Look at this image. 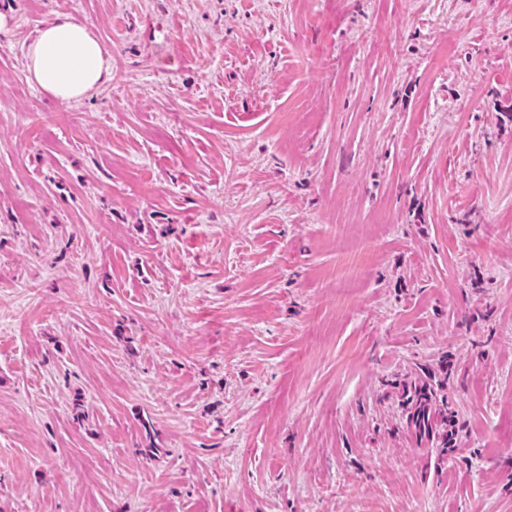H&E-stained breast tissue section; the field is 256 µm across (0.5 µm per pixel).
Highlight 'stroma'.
<instances>
[{
	"instance_id": "obj_1",
	"label": "stroma",
	"mask_w": 512,
	"mask_h": 512,
	"mask_svg": "<svg viewBox=\"0 0 512 512\" xmlns=\"http://www.w3.org/2000/svg\"><path fill=\"white\" fill-rule=\"evenodd\" d=\"M0 17V512H512V0ZM25 60L30 81L60 102L89 96L111 78L103 46L72 16L48 21L27 44Z\"/></svg>"
}]
</instances>
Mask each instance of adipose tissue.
Here are the masks:
<instances>
[{
  "instance_id": "obj_1",
  "label": "adipose tissue",
  "mask_w": 512,
  "mask_h": 512,
  "mask_svg": "<svg viewBox=\"0 0 512 512\" xmlns=\"http://www.w3.org/2000/svg\"><path fill=\"white\" fill-rule=\"evenodd\" d=\"M25 60L30 81L61 102L89 96L111 78L103 46L71 16L48 21L27 44Z\"/></svg>"
}]
</instances>
